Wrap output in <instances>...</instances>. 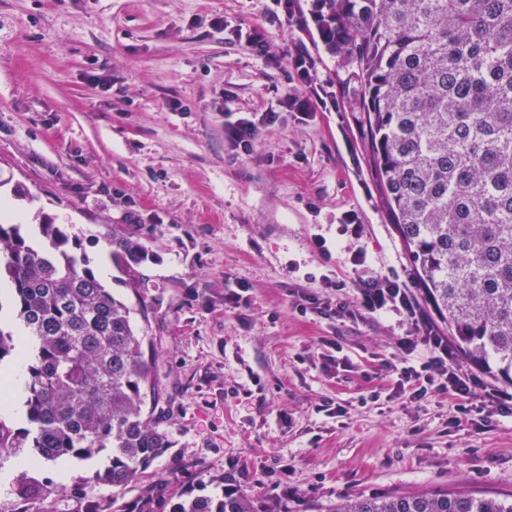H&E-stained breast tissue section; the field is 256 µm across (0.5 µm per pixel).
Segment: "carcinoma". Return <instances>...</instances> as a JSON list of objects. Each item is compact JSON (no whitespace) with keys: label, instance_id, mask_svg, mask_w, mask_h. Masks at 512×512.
<instances>
[{"label":"carcinoma","instance_id":"obj_1","mask_svg":"<svg viewBox=\"0 0 512 512\" xmlns=\"http://www.w3.org/2000/svg\"><path fill=\"white\" fill-rule=\"evenodd\" d=\"M326 46L361 88L370 163L418 284L473 366L512 385V0H312ZM112 262L140 292L143 243L103 225ZM60 224L0 222L11 285L0 362L25 370L18 431L0 421V457L28 450L0 512H284L245 493L147 486L135 510L101 487L141 481L171 447L148 336ZM106 458L68 486L44 465ZM329 512H512V497L437 489L340 499Z\"/></svg>","mask_w":512,"mask_h":512}]
</instances>
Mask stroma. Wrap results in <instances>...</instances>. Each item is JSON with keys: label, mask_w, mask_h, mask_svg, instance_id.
Masks as SVG:
<instances>
[{"label": "stroma", "mask_w": 512, "mask_h": 512, "mask_svg": "<svg viewBox=\"0 0 512 512\" xmlns=\"http://www.w3.org/2000/svg\"><path fill=\"white\" fill-rule=\"evenodd\" d=\"M312 0H0V200L14 224L64 221L171 372L172 446L145 480L224 488L327 512L338 498L429 489L512 495V416L449 428L455 404L392 394L385 363L408 326L302 314L297 287L370 272L404 280L440 335L368 160L351 66L329 52ZM261 33L264 55L244 35ZM312 61L310 82L293 68ZM308 97V112L283 108ZM277 113L250 155L228 126ZM22 184L30 199L14 198ZM361 238L342 232L347 216ZM103 224L138 229L145 286L120 279ZM324 237L331 251L314 245ZM363 251L364 266L354 265ZM244 285L245 304L224 291ZM340 346H333V339ZM348 366H339L340 358ZM344 416H337V406Z\"/></svg>", "instance_id": "1"}]
</instances>
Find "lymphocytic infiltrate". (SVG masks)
<instances>
[{"label": "lymphocytic infiltrate", "instance_id": "f902f5d3", "mask_svg": "<svg viewBox=\"0 0 512 512\" xmlns=\"http://www.w3.org/2000/svg\"><path fill=\"white\" fill-rule=\"evenodd\" d=\"M296 308L322 317L363 318L373 314L394 312L411 324L408 334L397 347L401 363L394 367L395 395L417 403L431 394H445L456 403V413L448 424L484 427L494 417L511 416L512 400L495 390L485 389L480 379L464 372L455 361L445 337L440 336L423 319L415 298L398 278L383 274L362 277L355 301L344 298L320 299L305 288L296 289Z\"/></svg>", "mask_w": 512, "mask_h": 512}]
</instances>
